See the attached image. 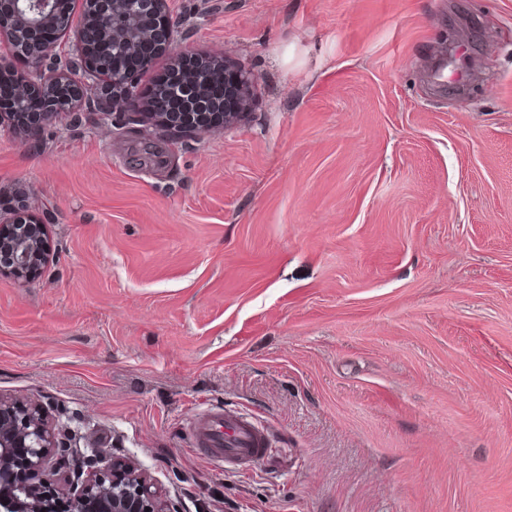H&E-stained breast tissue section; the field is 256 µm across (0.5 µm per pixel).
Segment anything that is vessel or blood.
Returning <instances> with one entry per match:
<instances>
[{
    "mask_svg": "<svg viewBox=\"0 0 512 512\" xmlns=\"http://www.w3.org/2000/svg\"><path fill=\"white\" fill-rule=\"evenodd\" d=\"M197 445L224 462L249 464L267 451V435L254 423L225 410H210L193 424Z\"/></svg>",
    "mask_w": 512,
    "mask_h": 512,
    "instance_id": "1",
    "label": "vessel or blood"
}]
</instances>
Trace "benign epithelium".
<instances>
[{
  "mask_svg": "<svg viewBox=\"0 0 512 512\" xmlns=\"http://www.w3.org/2000/svg\"><path fill=\"white\" fill-rule=\"evenodd\" d=\"M0 11V34L26 61L13 106L0 110V130L26 112L45 122L73 111L79 102L95 106L83 91L103 92L112 106H138L142 92L132 75L107 69L95 49L101 38L134 52L156 40L157 31L138 25L152 15L163 29L157 54L184 58L174 40L171 0H83L79 23H73L75 0H10ZM51 27L56 37L69 35L75 54L60 57L56 43L37 39ZM51 243L44 225L22 213H0V274L29 279L47 263ZM76 436L69 421L54 418L39 403H19L0 395V512H57L67 499L69 512H176L173 504L131 460L108 448L72 447Z\"/></svg>",
  "mask_w": 512,
  "mask_h": 512,
  "instance_id": "obj_1",
  "label": "benign epithelium"
}]
</instances>
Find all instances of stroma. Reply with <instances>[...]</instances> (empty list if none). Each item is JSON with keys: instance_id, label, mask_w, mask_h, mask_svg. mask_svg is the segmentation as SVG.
Segmentation results:
<instances>
[{"instance_id": "35a3bbf8", "label": "stroma", "mask_w": 512, "mask_h": 512, "mask_svg": "<svg viewBox=\"0 0 512 512\" xmlns=\"http://www.w3.org/2000/svg\"><path fill=\"white\" fill-rule=\"evenodd\" d=\"M171 7L250 105L0 133V210L52 247L0 275V394L179 512H512V0ZM211 408L266 455L196 451Z\"/></svg>"}]
</instances>
